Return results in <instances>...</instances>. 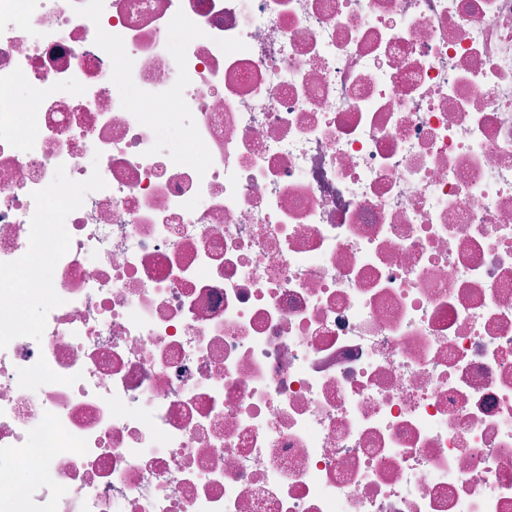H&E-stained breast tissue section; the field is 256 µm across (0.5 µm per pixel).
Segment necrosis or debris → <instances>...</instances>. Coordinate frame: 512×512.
I'll use <instances>...</instances> for the list:
<instances>
[{
  "label": "necrosis or debris",
  "instance_id": "1",
  "mask_svg": "<svg viewBox=\"0 0 512 512\" xmlns=\"http://www.w3.org/2000/svg\"><path fill=\"white\" fill-rule=\"evenodd\" d=\"M24 262L10 512H512V0H0Z\"/></svg>",
  "mask_w": 512,
  "mask_h": 512
}]
</instances>
